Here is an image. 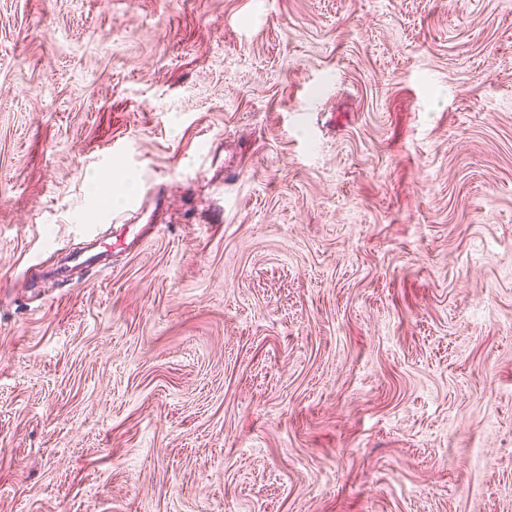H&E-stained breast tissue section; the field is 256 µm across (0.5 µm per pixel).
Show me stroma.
Wrapping results in <instances>:
<instances>
[{
  "label": "stroma",
  "instance_id": "35a3bbf8",
  "mask_svg": "<svg viewBox=\"0 0 512 512\" xmlns=\"http://www.w3.org/2000/svg\"><path fill=\"white\" fill-rule=\"evenodd\" d=\"M0 512H512V0H0Z\"/></svg>",
  "mask_w": 512,
  "mask_h": 512
}]
</instances>
